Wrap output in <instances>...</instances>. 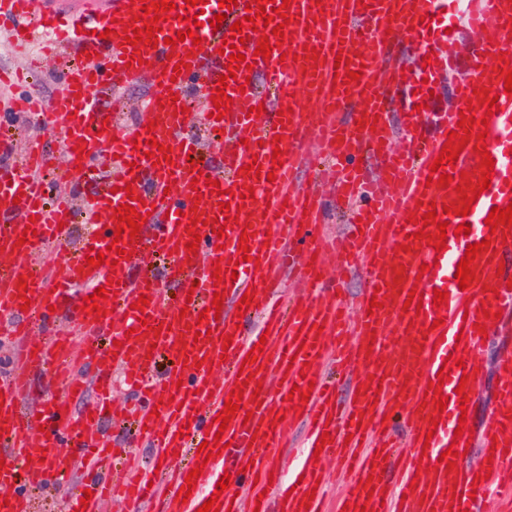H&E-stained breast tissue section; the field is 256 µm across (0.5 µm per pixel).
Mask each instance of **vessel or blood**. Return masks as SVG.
<instances>
[{
  "label": "vessel or blood",
  "mask_w": 512,
  "mask_h": 512,
  "mask_svg": "<svg viewBox=\"0 0 512 512\" xmlns=\"http://www.w3.org/2000/svg\"><path fill=\"white\" fill-rule=\"evenodd\" d=\"M19 31L39 23L53 39L50 49L77 58L60 80L50 122L65 134L68 165H81L95 188L93 204H83L79 190L49 192L45 175L56 163L39 149L17 154L13 136L0 130V321L17 349L7 373L0 375V512H29L30 490L60 481L79 467L89 475L84 486L69 491L71 512H103L118 499L134 512H197L214 501L219 512H323L324 463L340 460L352 472L342 493L346 512H468L473 497L512 494V352L499 360L497 403L482 426L479 463L463 451L466 437H455L461 401L475 403L480 380L473 350L476 324L495 328L485 312L512 303V289L500 269L512 255V233L489 229L493 207L512 203V97L505 92L502 68L512 66V0H276L268 26L252 31L239 45L247 64L228 78L230 56L220 55L230 28L247 14V0L225 9L219 0L203 7L173 0L177 15L160 20L164 40L133 50L124 42V25L143 27L125 0H82L93 13L90 27L67 28L53 0H0ZM224 14L220 29L209 24ZM198 17L201 50L192 40L169 46L170 38ZM121 28L105 29L112 21ZM494 24L496 35L463 50L460 28L481 31ZM284 25L285 39L270 60L256 55L272 29ZM138 55V63L125 59ZM188 61L177 78L165 71L173 61ZM465 68L455 85L454 108L441 109L436 95L446 73ZM359 73L349 83L346 72ZM154 86L144 99L136 136L109 122L111 108L102 93L125 91L138 80ZM233 104L219 114L211 97L219 82ZM492 89L498 111L490 119L487 148L494 160L489 190L482 192L467 217L438 213L450 227L469 224L466 236L448 235L437 252L430 238L416 237L408 216H422L429 204L459 203L454 186L428 184L429 167L470 110L477 88ZM197 112H188L191 98ZM319 107L311 121L304 106ZM262 106L260 116L250 107ZM403 115L394 128L391 113ZM220 134L222 164L204 172L192 169L202 141L189 125ZM170 147V160L147 159L149 138ZM470 139L444 173H468L478 181L482 169ZM284 151L273 165L274 147ZM373 157L375 168L359 167V155ZM259 175L246 176L251 161ZM321 164L336 196L349 212L345 233H332L325 222L322 188L298 185L305 165ZM275 181H268V174ZM219 189H212V181ZM133 185L135 199L125 187ZM177 194H169V186ZM255 196L243 200L247 188ZM132 203L143 223L137 236L116 233L114 210ZM225 222L223 233L212 220ZM89 232L73 241V226ZM33 234H26V227ZM201 240L197 252L186 249L192 232ZM248 236L251 250L238 249ZM118 242L120 252L109 249ZM487 242L471 267L468 288L455 278L469 245ZM104 253L100 267L87 265L89 251ZM235 261V273L214 272L215 260ZM334 281L324 280L326 266ZM363 273L358 314L344 313L339 299L346 279ZM115 277L117 296L104 303L105 317L84 309V299ZM26 278L27 290L18 287ZM422 298L421 310L405 309L410 291ZM448 292L447 307L433 306L435 291ZM223 292L219 318L200 320L216 292ZM254 300L243 315L235 310L245 294ZM150 299L136 309L140 296ZM28 311H21L22 298ZM184 316H177V309ZM257 320L250 331L237 320ZM233 342H226V335ZM82 352H75V343ZM264 350L254 353L256 343ZM171 368L158 372L161 360ZM356 369V400L340 403L336 386L325 374L327 363ZM252 375L243 381L242 372ZM448 380L442 393L449 402L439 424H431L435 396L430 382ZM130 389L126 421L132 442L147 441L150 462L117 457L102 432L113 377ZM44 378L46 395L34 405L26 400L35 378ZM100 388L99 400L86 396ZM244 395L228 427L216 419L235 386ZM309 391L303 410L288 395L292 387ZM305 427L298 464L272 463L289 432ZM223 429L229 455L240 472H225L215 455L216 429ZM455 448L456 470L440 456ZM181 465L172 466L173 457ZM202 467L187 500L177 493L192 468ZM231 486L218 491L223 476ZM249 486L248 496L236 488ZM88 506H81L85 491Z\"/></svg>",
  "instance_id": "b4317fda"
}]
</instances>
